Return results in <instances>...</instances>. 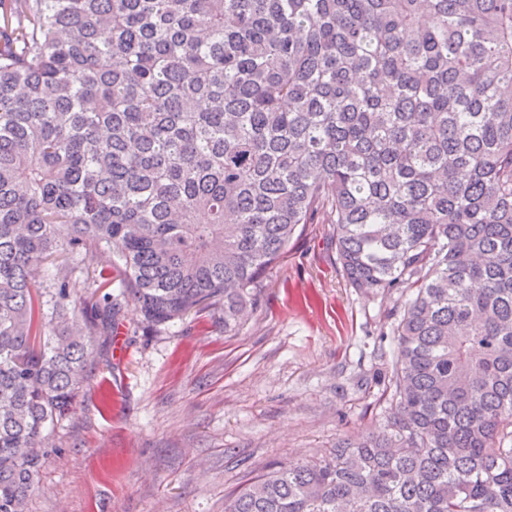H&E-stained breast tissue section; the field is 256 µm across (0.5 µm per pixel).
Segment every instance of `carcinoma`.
<instances>
[{
	"label": "carcinoma",
	"mask_w": 512,
	"mask_h": 512,
	"mask_svg": "<svg viewBox=\"0 0 512 512\" xmlns=\"http://www.w3.org/2000/svg\"><path fill=\"white\" fill-rule=\"evenodd\" d=\"M323 213L402 298L386 423L224 512H512V0H0V512L115 315L64 256L227 333ZM112 252L92 246L73 254L69 260L72 275L86 280L92 285L99 279L100 271L113 261Z\"/></svg>",
	"instance_id": "obj_1"
}]
</instances>
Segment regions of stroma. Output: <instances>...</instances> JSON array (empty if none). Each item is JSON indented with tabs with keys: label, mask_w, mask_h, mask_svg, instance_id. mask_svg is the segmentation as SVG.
Returning <instances> with one entry per match:
<instances>
[{
	"label": "stroma",
	"mask_w": 512,
	"mask_h": 512,
	"mask_svg": "<svg viewBox=\"0 0 512 512\" xmlns=\"http://www.w3.org/2000/svg\"><path fill=\"white\" fill-rule=\"evenodd\" d=\"M332 234L323 215L295 234L229 334L208 312L151 327L122 301L92 339L29 512H224L269 464L325 457L382 426L397 297L352 288Z\"/></svg>",
	"instance_id": "obj_1"
}]
</instances>
